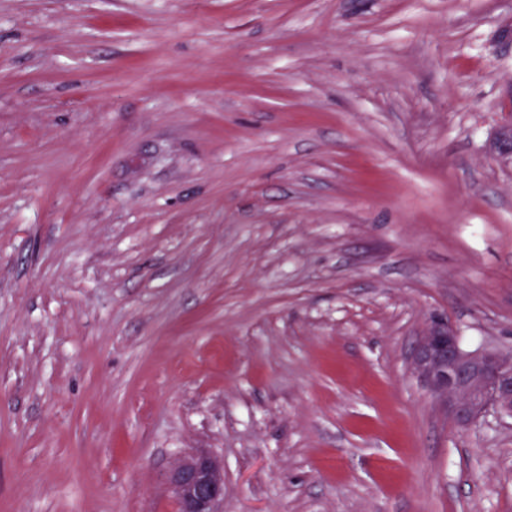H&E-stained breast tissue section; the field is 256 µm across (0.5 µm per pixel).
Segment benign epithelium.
Returning <instances> with one entry per match:
<instances>
[{"label":"benign epithelium","mask_w":512,"mask_h":512,"mask_svg":"<svg viewBox=\"0 0 512 512\" xmlns=\"http://www.w3.org/2000/svg\"><path fill=\"white\" fill-rule=\"evenodd\" d=\"M411 369L458 432L490 411L512 417V356L493 349L465 350L446 320L433 321L418 338ZM167 484L178 512H222L224 463L216 456L192 452L179 457Z\"/></svg>","instance_id":"1"}]
</instances>
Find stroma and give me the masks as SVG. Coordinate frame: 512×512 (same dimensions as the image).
Listing matches in <instances>:
<instances>
[{
  "label": "stroma",
  "instance_id": "obj_1",
  "mask_svg": "<svg viewBox=\"0 0 512 512\" xmlns=\"http://www.w3.org/2000/svg\"><path fill=\"white\" fill-rule=\"evenodd\" d=\"M512 0H0V512H512L432 318L512 351ZM179 512H222L224 463L206 452L182 455L167 475Z\"/></svg>",
  "mask_w": 512,
  "mask_h": 512
}]
</instances>
